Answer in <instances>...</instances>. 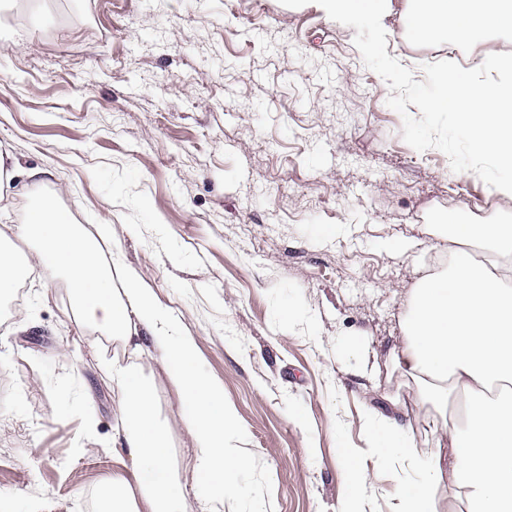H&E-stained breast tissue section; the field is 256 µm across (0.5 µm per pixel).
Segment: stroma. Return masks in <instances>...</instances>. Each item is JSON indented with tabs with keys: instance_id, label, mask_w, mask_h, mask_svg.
I'll return each instance as SVG.
<instances>
[{
	"instance_id": "stroma-1",
	"label": "stroma",
	"mask_w": 512,
	"mask_h": 512,
	"mask_svg": "<svg viewBox=\"0 0 512 512\" xmlns=\"http://www.w3.org/2000/svg\"><path fill=\"white\" fill-rule=\"evenodd\" d=\"M402 10L383 21L386 51L415 81L481 54L411 45ZM355 33L313 0H45L18 27L0 14L16 183L44 170L71 226L109 219L103 257L180 319L244 431L251 495L213 508L170 369L145 355L186 512H337L338 451L366 455L369 413L430 447L435 411L393 355L410 294L453 259L447 212L512 220V199L405 143ZM129 354L79 322L52 268L0 296V512H104L126 451L102 363Z\"/></svg>"
}]
</instances>
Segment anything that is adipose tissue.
I'll list each match as a JSON object with an SVG mask.
<instances>
[{
    "instance_id": "obj_1",
    "label": "adipose tissue",
    "mask_w": 512,
    "mask_h": 512,
    "mask_svg": "<svg viewBox=\"0 0 512 512\" xmlns=\"http://www.w3.org/2000/svg\"><path fill=\"white\" fill-rule=\"evenodd\" d=\"M446 221L459 248L448 269L415 288L396 360L419 402L437 409L433 432L448 448L424 460L402 426L372 417L366 424L376 432L377 461L413 472L400 482L394 512H452L457 500L466 512H512V265L501 262L512 255V225L463 224L453 212ZM19 234L34 242L31 264L65 274L85 323L127 342L138 328L150 333L188 411L194 467L213 500L248 496L241 430L172 311L132 274L113 287L89 239L70 229L53 199L31 210ZM477 236L488 246L482 263L468 251ZM104 371L119 392L117 436L131 459L130 477H113L104 490L110 512H185L143 364L112 361ZM446 478L454 487L449 499L438 494Z\"/></svg>"
}]
</instances>
